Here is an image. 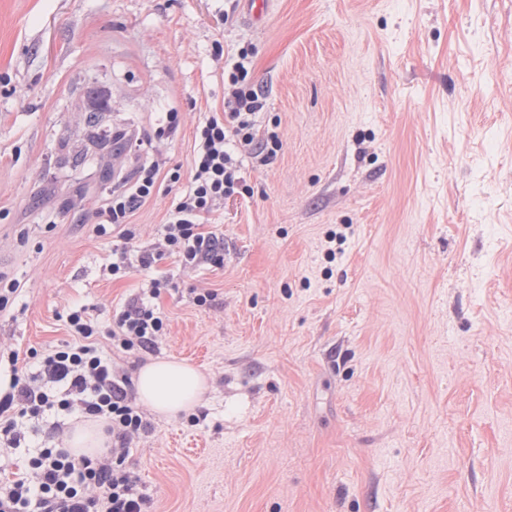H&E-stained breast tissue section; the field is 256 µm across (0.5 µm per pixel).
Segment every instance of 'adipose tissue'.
I'll return each mask as SVG.
<instances>
[{"label":"adipose tissue","instance_id":"ef3b65f1","mask_svg":"<svg viewBox=\"0 0 512 512\" xmlns=\"http://www.w3.org/2000/svg\"><path fill=\"white\" fill-rule=\"evenodd\" d=\"M207 390V377L178 359L159 360L138 373L137 395L154 414L173 417L195 409Z\"/></svg>","mask_w":512,"mask_h":512}]
</instances>
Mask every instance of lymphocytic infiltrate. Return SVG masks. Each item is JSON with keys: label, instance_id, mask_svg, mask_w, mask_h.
I'll list each match as a JSON object with an SVG mask.
<instances>
[{"label": "lymphocytic infiltrate", "instance_id": "lymphocytic-infiltrate-1", "mask_svg": "<svg viewBox=\"0 0 512 512\" xmlns=\"http://www.w3.org/2000/svg\"><path fill=\"white\" fill-rule=\"evenodd\" d=\"M250 55V49H239L222 74V110L203 113L197 122L190 175L153 157L136 168L123 192L100 200L96 235L130 239V219L137 210L160 194L171 199L157 243L137 252L113 248L105 268L112 278H122L136 266L152 269L169 258L186 268L223 262L224 242L207 231V224L225 198L250 194L247 169L271 165L281 148L276 129L259 120L265 101L250 82ZM164 286L162 279L150 278L104 328L85 310L71 312L70 341L43 354L9 350L11 377L0 396L1 445L20 447L25 438L21 419L52 412L105 420L112 440L99 454L78 458L62 444L64 423L53 422L23 470L0 480V512H148L149 500L131 460L148 422L135 402L128 373L114 366L97 339L106 337L112 350L124 354L155 352L166 330L155 306Z\"/></svg>", "mask_w": 512, "mask_h": 512}]
</instances>
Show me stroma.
<instances>
[{"mask_svg":"<svg viewBox=\"0 0 512 512\" xmlns=\"http://www.w3.org/2000/svg\"><path fill=\"white\" fill-rule=\"evenodd\" d=\"M216 41L252 47L282 148L212 224L223 265L165 264L156 357L209 388L149 418L151 512H512V0H268L261 24L241 0H0V342L45 350L71 311L108 324L137 294L142 272L101 274L96 206L157 113L181 127L154 154L190 174ZM98 82L120 157L61 167Z\"/></svg>","mask_w":512,"mask_h":512,"instance_id":"35a3bbf8","label":"stroma"}]
</instances>
